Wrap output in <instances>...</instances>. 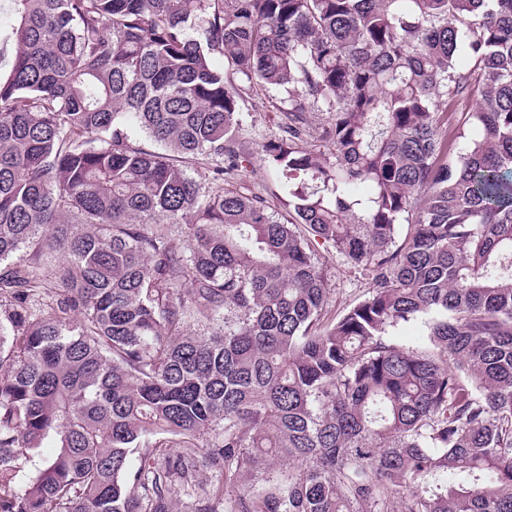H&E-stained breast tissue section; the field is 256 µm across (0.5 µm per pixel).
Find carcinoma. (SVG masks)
I'll return each mask as SVG.
<instances>
[{"instance_id":"1","label":"carcinoma","mask_w":512,"mask_h":512,"mask_svg":"<svg viewBox=\"0 0 512 512\" xmlns=\"http://www.w3.org/2000/svg\"><path fill=\"white\" fill-rule=\"evenodd\" d=\"M7 2L0 512H512V0ZM258 93L248 99L240 111L242 127L238 143L239 147L251 154V164L231 176L224 182V187L230 186L244 193L263 196L271 208L284 214V204L288 198L267 172L260 154V146L279 133L283 116L277 106L280 98L287 94L284 91ZM318 258L331 289V313L338 314L344 308L365 298L369 280L360 269L346 264L334 250H326L323 247H319Z\"/></svg>"}]
</instances>
